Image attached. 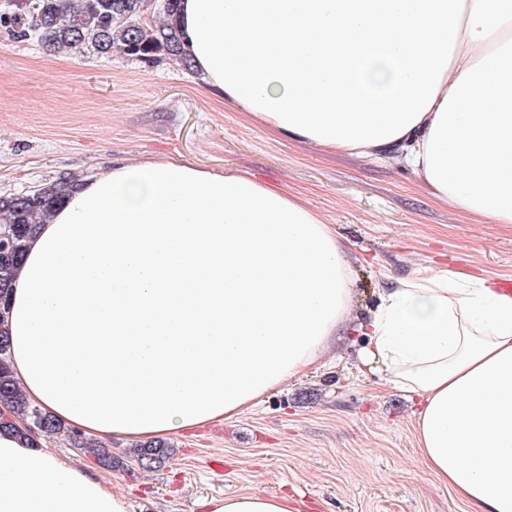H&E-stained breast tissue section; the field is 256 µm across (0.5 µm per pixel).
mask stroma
<instances>
[{
  "label": "stroma",
  "mask_w": 512,
  "mask_h": 512,
  "mask_svg": "<svg viewBox=\"0 0 512 512\" xmlns=\"http://www.w3.org/2000/svg\"><path fill=\"white\" fill-rule=\"evenodd\" d=\"M159 159L244 170L317 211L350 258L358 316L433 264L512 278V224L464 214L399 164L281 133L171 59L56 54L0 27V194ZM365 345L342 337L255 409L168 437L161 468L115 445L117 467L99 473L131 512H200L208 498L253 489L296 495L313 512H463L419 463L413 403L363 363Z\"/></svg>",
  "instance_id": "35a3bbf8"
}]
</instances>
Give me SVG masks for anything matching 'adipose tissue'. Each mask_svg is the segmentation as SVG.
<instances>
[{
  "label": "adipose tissue",
  "instance_id": "obj_1",
  "mask_svg": "<svg viewBox=\"0 0 512 512\" xmlns=\"http://www.w3.org/2000/svg\"><path fill=\"white\" fill-rule=\"evenodd\" d=\"M177 25L224 103L512 224V0H182ZM351 329L410 394L423 467L469 512H512V298L428 266L355 317L331 226L245 172L150 161L83 180L25 243L9 363L31 406L106 444L147 443L253 409ZM202 508L306 510L260 490ZM0 512L130 503L2 432Z\"/></svg>",
  "mask_w": 512,
  "mask_h": 512
}]
</instances>
